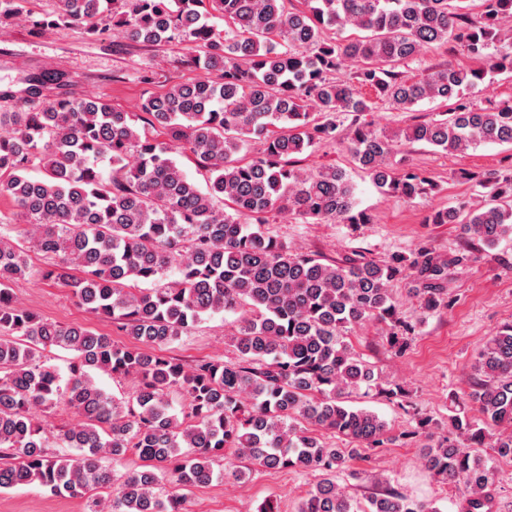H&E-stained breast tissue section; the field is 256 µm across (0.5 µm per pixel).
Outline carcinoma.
Segmentation results:
<instances>
[{
    "mask_svg": "<svg viewBox=\"0 0 512 512\" xmlns=\"http://www.w3.org/2000/svg\"><path fill=\"white\" fill-rule=\"evenodd\" d=\"M28 3L0 0V29L24 15L36 32L76 27L101 41L118 32L143 46L185 44L198 51L189 62L204 74L121 112L100 99H42L45 84L60 79L45 72L30 78L34 106L0 107V196L21 220L0 224V490L36 482L53 495L86 498V512H184L177 490L210 483L222 457L236 479L240 463L314 474L298 512H438L391 486L363 507L338 483L358 446L435 427L404 387H382L347 333L377 322L393 346L404 344L409 327L397 318L393 284L408 270L423 312L447 307L448 267L476 246L512 238V177H480L492 186V203L463 221L455 208L433 214L434 224H463L462 251L446 260L423 246L411 258L340 264L293 251L266 224L282 212L368 220L353 214L345 171L292 161L336 140L344 115H353L349 150L358 167L407 199L431 183L399 168L397 144L450 152L512 144V101L477 108L466 98L486 72L512 74V47L497 48L512 0H481L478 18L471 0H302L292 9L288 0H57L41 14ZM348 27L366 35L324 38ZM448 40L485 68L440 65L417 81L395 71ZM347 61L362 67L333 78ZM425 99L450 107L391 134L361 121L380 102L411 112ZM251 140L261 149L238 158ZM176 154L193 160L206 187ZM33 169L43 177L30 178ZM30 247L55 258L43 280L71 288L128 342L17 304L11 285L26 278ZM221 313L236 316V360L184 363L162 354ZM48 347L74 353L68 377L43 354ZM97 372L130 380L132 392L107 393ZM374 387L413 412L416 430L393 436L376 413L346 405ZM467 398L479 417L450 416L449 435L422 446L421 459L430 477L459 489L466 512H486L496 464L512 460V323L477 353ZM58 408L79 422L49 428L34 418ZM314 428L357 447L322 441ZM129 452L139 468L119 474L103 464Z\"/></svg>",
    "mask_w": 512,
    "mask_h": 512,
    "instance_id": "cac0c4a2",
    "label": "carcinoma"
}]
</instances>
